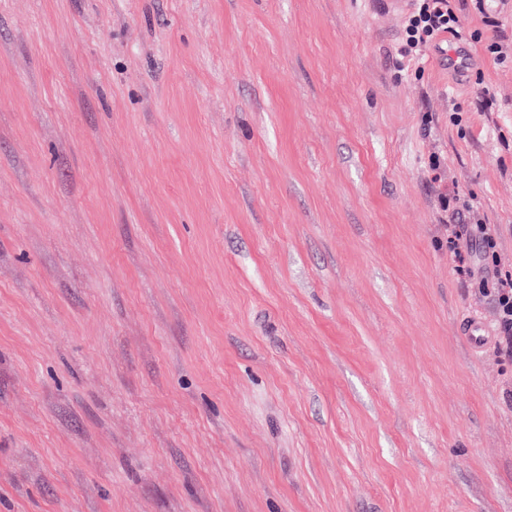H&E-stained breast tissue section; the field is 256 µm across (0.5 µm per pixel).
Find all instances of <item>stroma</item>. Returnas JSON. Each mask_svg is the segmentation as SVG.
I'll use <instances>...</instances> for the list:
<instances>
[{
    "label": "stroma",
    "mask_w": 512,
    "mask_h": 512,
    "mask_svg": "<svg viewBox=\"0 0 512 512\" xmlns=\"http://www.w3.org/2000/svg\"><path fill=\"white\" fill-rule=\"evenodd\" d=\"M455 6L413 62L369 0H0V512H512V0ZM494 300L498 311L500 328L499 341L506 348V353H512V280L498 279V273L492 272L491 279Z\"/></svg>",
    "instance_id": "1"
}]
</instances>
